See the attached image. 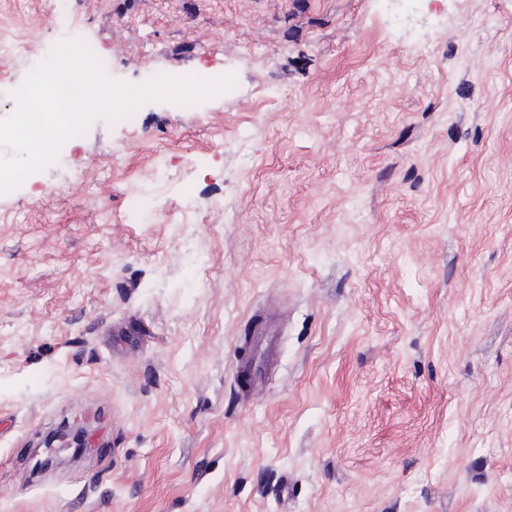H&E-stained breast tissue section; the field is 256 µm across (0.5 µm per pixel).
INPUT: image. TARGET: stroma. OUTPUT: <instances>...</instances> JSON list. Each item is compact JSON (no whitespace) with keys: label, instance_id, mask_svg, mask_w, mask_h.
Returning <instances> with one entry per match:
<instances>
[{"label":"stroma","instance_id":"1","mask_svg":"<svg viewBox=\"0 0 512 512\" xmlns=\"http://www.w3.org/2000/svg\"><path fill=\"white\" fill-rule=\"evenodd\" d=\"M49 13L0 0V119L65 26L236 86L0 194V512H512V0ZM55 441H60L64 443V448H67L72 452V456H79L88 448H92V445L89 441V437L86 433L85 429L77 430L74 433H62L60 435H52L44 440V447L38 446L39 448H45L43 452V456L36 460L33 469H39L43 472H46L55 465L57 460V455L53 453L50 448L53 447Z\"/></svg>","mask_w":512,"mask_h":512}]
</instances>
